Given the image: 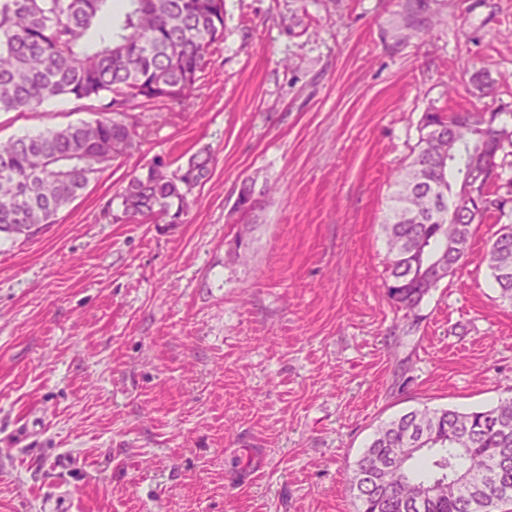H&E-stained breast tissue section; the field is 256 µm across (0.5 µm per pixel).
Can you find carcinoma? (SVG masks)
I'll use <instances>...</instances> for the list:
<instances>
[{
	"mask_svg": "<svg viewBox=\"0 0 512 512\" xmlns=\"http://www.w3.org/2000/svg\"><path fill=\"white\" fill-rule=\"evenodd\" d=\"M0 0V112H26L68 101L97 114L93 121L47 127L0 141V234L30 236L55 223L112 161L138 147L127 112L140 101L180 102L195 88L208 48L224 38V0ZM412 160L396 177L383 230L389 253L387 292L399 309L412 311L431 290L428 268L443 258L463 264L473 225L512 204V180L504 195L478 199L462 190L486 186L499 167L498 153L512 147V130L498 113L428 112ZM200 151L173 171L161 160L132 176L119 194L122 218L184 223L188 196L209 172ZM447 192L454 217L440 216L420 188ZM258 208L252 186L239 189L234 210ZM494 287L512 304V224H502L485 256ZM411 431L429 441L399 460L390 455ZM405 473L388 485L380 463ZM485 470L493 478L464 493L448 485ZM432 484L440 495L419 503L414 495ZM356 512H498L512 504V397L486 410H413L381 425L350 476Z\"/></svg>",
	"mask_w": 512,
	"mask_h": 512,
	"instance_id": "carcinoma-1",
	"label": "carcinoma"
}]
</instances>
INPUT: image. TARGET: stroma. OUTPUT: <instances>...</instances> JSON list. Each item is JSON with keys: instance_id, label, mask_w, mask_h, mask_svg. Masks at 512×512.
<instances>
[{"instance_id": "stroma-1", "label": "stroma", "mask_w": 512, "mask_h": 512, "mask_svg": "<svg viewBox=\"0 0 512 512\" xmlns=\"http://www.w3.org/2000/svg\"><path fill=\"white\" fill-rule=\"evenodd\" d=\"M485 108L512 128V0H224L193 94L137 104V150L0 240V512H354L384 422L512 395L482 261L512 212L414 311L385 285L424 113ZM92 117L0 112V139ZM205 148L183 224L119 220L130 176Z\"/></svg>"}]
</instances>
